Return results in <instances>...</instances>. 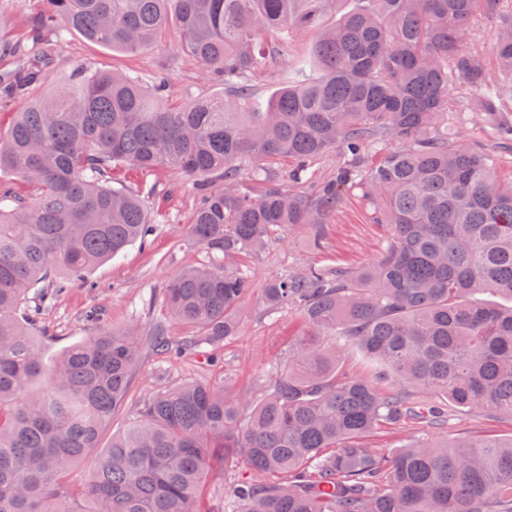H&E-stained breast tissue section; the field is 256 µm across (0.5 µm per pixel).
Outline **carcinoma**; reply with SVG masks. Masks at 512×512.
Segmentation results:
<instances>
[{
	"mask_svg": "<svg viewBox=\"0 0 512 512\" xmlns=\"http://www.w3.org/2000/svg\"><path fill=\"white\" fill-rule=\"evenodd\" d=\"M40 2L21 37H0V58L13 59L0 104L45 79L72 32L136 53L172 23L224 96L170 107L165 77L81 71L0 133V174L36 192L0 187V512H512V437L418 436L392 452L367 442L382 423L444 426L419 392L512 420V307L467 300L512 299V179L495 152L448 136L464 86L485 127L512 142V107L483 89L468 39L472 24L495 22L493 53L512 82V0H360L332 25L340 0ZM305 30L311 50L280 68ZM262 71L280 87L267 111L243 112ZM330 151L336 174L313 191L275 185L276 162H294L297 181ZM130 168L199 178L188 244L209 254L246 255L277 229L327 224L357 191L392 236L358 272L310 267L266 284L267 315L294 307L314 335L289 347L258 400L185 381L101 449L143 346L171 351L166 326L105 328L47 364L28 299H53L146 239L148 201L112 186ZM254 182L267 184L258 196ZM252 288L241 266L179 273L166 310L191 332L181 349L236 336ZM321 334L361 353L371 377L339 373ZM92 455L89 479L75 482ZM227 461L252 477L207 508L203 488L224 484Z\"/></svg>",
	"mask_w": 512,
	"mask_h": 512,
	"instance_id": "1",
	"label": "carcinoma"
}]
</instances>
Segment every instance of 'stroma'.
Returning a JSON list of instances; mask_svg holds the SVG:
<instances>
[{"label":"stroma","instance_id":"stroma-1","mask_svg":"<svg viewBox=\"0 0 512 512\" xmlns=\"http://www.w3.org/2000/svg\"><path fill=\"white\" fill-rule=\"evenodd\" d=\"M81 68L114 69L136 73L147 80L156 75L168 77L170 100L182 105L224 92L222 85L205 78L197 60L182 52L177 29H169L153 47L133 55L72 34L45 80L34 86L26 98L18 100L12 112L22 111L29 102L63 86L73 71ZM12 112L0 114L1 126H8ZM121 183L144 190L156 187L155 231L146 244L130 245L87 272V285L71 284L57 302L44 307L40 326L47 332L42 345L46 357L90 338L106 326L118 329L133 325L145 335L162 321L171 340H181L188 331L169 321L164 299L169 281L188 266L202 262L247 266L253 275V288L241 305L238 336L225 342L216 359H209L204 350H191L180 358L143 350L123 403L102 430L100 445L104 448L114 434L122 432L138 416L152 395L183 381L225 382L237 391L259 392L270 365L281 360L289 345L308 332L298 311L287 309L274 319L265 314L261 293L266 282L313 266L357 269L373 265L391 234L389 225L373 223L363 202L351 197L328 224L279 229L262 251L227 260L223 255L213 256L185 245L197 200L194 179L166 171L147 175L131 169ZM441 434L451 439L489 435L506 438L512 436V421L489 413L452 409L448 412V426Z\"/></svg>","mask_w":512,"mask_h":512}]
</instances>
